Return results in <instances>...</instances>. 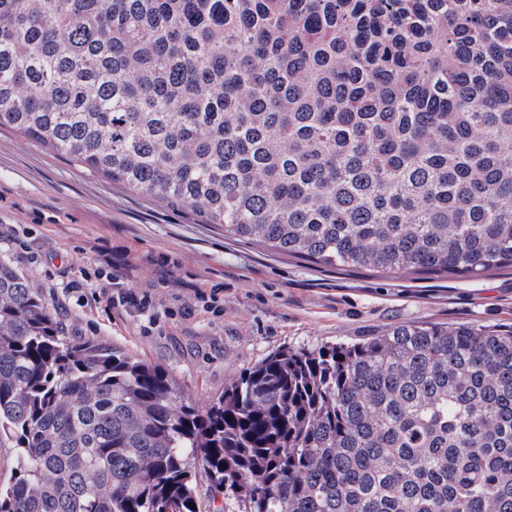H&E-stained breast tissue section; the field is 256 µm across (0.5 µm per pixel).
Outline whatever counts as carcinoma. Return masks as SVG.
<instances>
[{
    "mask_svg": "<svg viewBox=\"0 0 512 512\" xmlns=\"http://www.w3.org/2000/svg\"><path fill=\"white\" fill-rule=\"evenodd\" d=\"M0 127L326 267L512 270V0H0ZM0 512H512V328L288 349L204 407L0 260ZM195 484L196 493L198 497H200L204 504L207 506L206 508H208V505L211 504V510L213 508V505H215L217 508L221 507V512H239L243 510V506L240 505V503H238L237 500H235L232 497L226 496V498L224 499L223 496L222 500V498L217 494L216 501L215 503H213L214 501H212L211 498L210 481L208 480L205 473L200 469L197 470Z\"/></svg>",
    "mask_w": 512,
    "mask_h": 512,
    "instance_id": "1",
    "label": "carcinoma"
}]
</instances>
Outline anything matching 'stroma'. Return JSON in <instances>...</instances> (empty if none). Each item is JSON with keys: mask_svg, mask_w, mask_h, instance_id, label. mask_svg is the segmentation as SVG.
<instances>
[{"mask_svg": "<svg viewBox=\"0 0 512 512\" xmlns=\"http://www.w3.org/2000/svg\"><path fill=\"white\" fill-rule=\"evenodd\" d=\"M102 255L141 287L173 260L169 285L156 291L161 309L223 285L221 316L198 310L151 331L134 309L91 303L83 282L49 303L66 336L161 365L199 407L285 348L351 343L409 321L512 326V270L429 278L314 264L227 237L190 207L138 195L0 128V259L48 298L58 267Z\"/></svg>", "mask_w": 512, "mask_h": 512, "instance_id": "35a3bbf8", "label": "stroma"}]
</instances>
